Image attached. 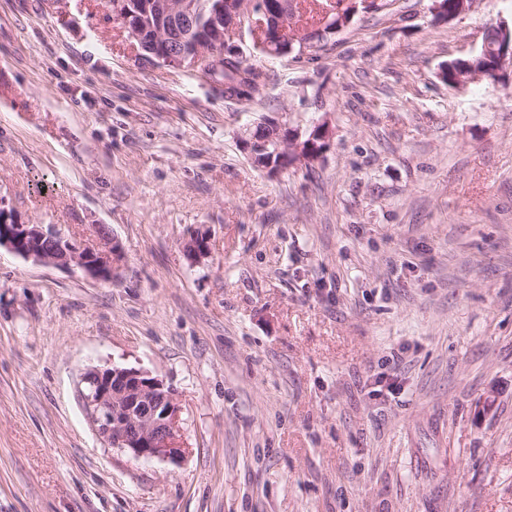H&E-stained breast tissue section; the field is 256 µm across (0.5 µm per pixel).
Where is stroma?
<instances>
[{"mask_svg": "<svg viewBox=\"0 0 512 512\" xmlns=\"http://www.w3.org/2000/svg\"><path fill=\"white\" fill-rule=\"evenodd\" d=\"M430 4L280 58L241 31L246 100L109 0H0V207L125 250L104 283L0 248V512H512V76L439 77L512 0ZM281 112L329 146L270 177L239 137ZM112 365L175 389L179 462L93 430ZM431 0L433 2L430 10L435 22H448L456 17L470 11L473 8V0ZM469 4V6H468Z\"/></svg>", "mask_w": 512, "mask_h": 512, "instance_id": "stroma-1", "label": "stroma"}]
</instances>
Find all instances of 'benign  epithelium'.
Here are the masks:
<instances>
[{
    "instance_id": "obj_1",
    "label": "benign epithelium",
    "mask_w": 512,
    "mask_h": 512,
    "mask_svg": "<svg viewBox=\"0 0 512 512\" xmlns=\"http://www.w3.org/2000/svg\"><path fill=\"white\" fill-rule=\"evenodd\" d=\"M434 21L448 22L470 11L474 0H431ZM116 19L140 45L147 57L171 66L196 67L218 57L216 48L233 50V42L245 20L258 18L265 32V53L280 57L294 50L316 48L320 41L307 31L300 38L288 36L295 16L292 0H210L215 23L196 24L198 0H150L141 12L133 0H111ZM497 43L485 66L459 76L460 87L487 79L499 81L512 68V25L505 20L491 27ZM258 124L274 130L278 138L260 145L242 134L240 144L249 159L269 153L262 169L275 174L296 164H309L322 157L329 145V130L318 123L305 135L288 128V122L263 117ZM99 243L86 247L55 224H23L13 212L0 208V248L43 265L75 266L86 274L117 282L122 277L124 251L120 243L98 229ZM90 385L84 391L81 385ZM78 392L93 429L105 445L134 460L159 459L176 462L186 449L181 446L180 408L175 391L150 372L134 367L90 368L80 376Z\"/></svg>"
}]
</instances>
